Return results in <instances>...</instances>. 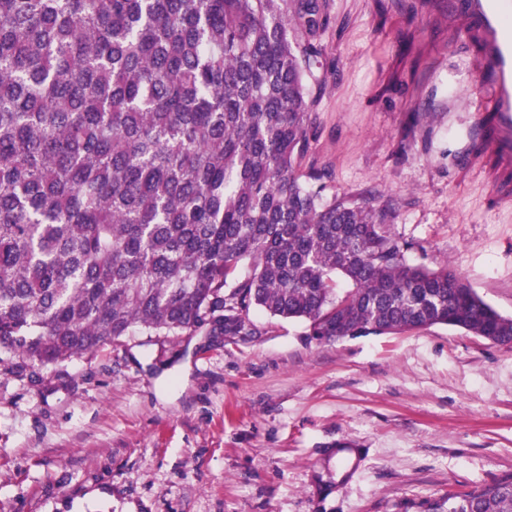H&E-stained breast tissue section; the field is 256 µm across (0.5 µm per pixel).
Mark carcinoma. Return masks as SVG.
Segmentation results:
<instances>
[{
    "mask_svg": "<svg viewBox=\"0 0 512 512\" xmlns=\"http://www.w3.org/2000/svg\"><path fill=\"white\" fill-rule=\"evenodd\" d=\"M325 7L0 0V364L33 381L135 328L238 336L252 307L330 340L512 345L458 272L408 263L391 202L301 171ZM448 512H512V474Z\"/></svg>",
    "mask_w": 512,
    "mask_h": 512,
    "instance_id": "cac0c4a2",
    "label": "carcinoma"
}]
</instances>
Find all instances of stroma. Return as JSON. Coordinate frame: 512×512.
Returning a JSON list of instances; mask_svg holds the SVG:
<instances>
[{
	"mask_svg": "<svg viewBox=\"0 0 512 512\" xmlns=\"http://www.w3.org/2000/svg\"><path fill=\"white\" fill-rule=\"evenodd\" d=\"M302 169L391 200L407 260L512 317V205L449 135L492 114L448 0H326ZM225 339L132 330L0 368V512H448L512 474V347L435 325L317 340L253 308Z\"/></svg>",
	"mask_w": 512,
	"mask_h": 512,
	"instance_id": "stroma-1",
	"label": "stroma"
}]
</instances>
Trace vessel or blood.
Listing matches in <instances>:
<instances>
[{
	"instance_id": "1",
	"label": "vessel or blood",
	"mask_w": 512,
	"mask_h": 512,
	"mask_svg": "<svg viewBox=\"0 0 512 512\" xmlns=\"http://www.w3.org/2000/svg\"><path fill=\"white\" fill-rule=\"evenodd\" d=\"M467 38L480 48L476 66L493 91V121L485 132L496 166L491 174L502 202L512 201V0H457Z\"/></svg>"
}]
</instances>
